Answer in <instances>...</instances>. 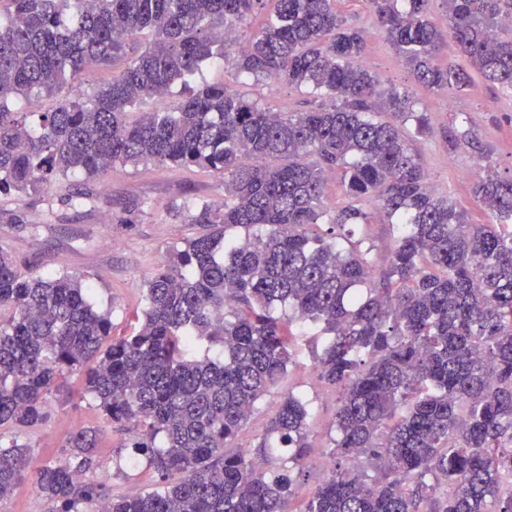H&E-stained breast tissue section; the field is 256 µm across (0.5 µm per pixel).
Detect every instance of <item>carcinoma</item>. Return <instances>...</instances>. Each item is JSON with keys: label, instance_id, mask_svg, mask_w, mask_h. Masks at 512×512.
<instances>
[{"label": "carcinoma", "instance_id": "obj_1", "mask_svg": "<svg viewBox=\"0 0 512 512\" xmlns=\"http://www.w3.org/2000/svg\"><path fill=\"white\" fill-rule=\"evenodd\" d=\"M267 2L0 0V196L63 189L118 162L224 175V204L188 210L210 231L144 281L128 335L112 337L80 279L24 274L0 251V427L42 424L49 396L79 374L115 427H137L133 448L158 487L114 498L85 478L99 438L81 428L68 461L38 470L47 512H288L310 448L306 404L287 393L255 447L227 445L288 375L301 323L324 337L314 368L339 392L329 456L352 462L329 470L303 512H512V176L488 163L474 186L495 224L470 223L430 188L408 134L430 133L428 118L409 91L380 88L339 0H275L230 56L224 31ZM364 2L417 86L463 91L476 72L512 90V37L497 35L512 0H440L446 34L429 19L434 0ZM447 38L466 63L433 62ZM117 60L110 80L44 112L8 106ZM219 60L238 83L285 81L321 101L273 112L226 83L191 85ZM176 82L185 93L169 102ZM148 99L155 108L141 109ZM335 167L348 204L332 212L323 176ZM363 201L397 228L377 280L346 233L368 223ZM321 222L325 234H310ZM203 340L216 357H193ZM29 448L0 439V501Z\"/></svg>", "mask_w": 512, "mask_h": 512}]
</instances>
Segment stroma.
Returning <instances> with one entry per match:
<instances>
[{
    "mask_svg": "<svg viewBox=\"0 0 512 512\" xmlns=\"http://www.w3.org/2000/svg\"><path fill=\"white\" fill-rule=\"evenodd\" d=\"M339 10L348 26L363 32V62L382 87L406 86L408 69L378 31L364 0H341ZM250 92L278 112H297L312 105L309 96L282 81L260 82ZM413 97L416 111L427 113L431 123L430 133L413 142L430 186L464 210L471 223H483V211L473 195L482 175L477 168L480 157L463 134L476 135L489 150L496 171L512 173V93L478 77L462 92L417 88ZM70 188L96 195V207L69 210L55 187L0 199V209L10 214L9 219L0 220V251L13 255L22 272L47 276L66 271L90 283L93 304L98 310L110 311L113 334L123 335L134 328L141 313L144 280L166 264L172 250L204 230L203 225L186 223L179 206L195 199L222 205L224 177L197 166L119 163L96 181L72 178ZM351 232L375 268H383L393 244L392 226L374 218L353 225ZM296 349L288 377L259 400L229 448L254 447L284 395L303 396L311 413L310 454L300 489L290 504L292 512H302L306 497L323 475L331 440L337 435L338 393L313 370V340L297 337ZM78 428L99 432V465L90 477L106 482L113 496L156 487L157 474L136 458L132 448L137 428H115L95 401L81 394L79 379L73 376L63 392L50 396L45 423L23 431L0 428V439L16 437L31 445L25 475L12 494L0 501V512H43L45 503L36 494L35 472L46 462L65 458V440Z\"/></svg>",
    "mask_w": 512,
    "mask_h": 512,
    "instance_id": "stroma-1",
    "label": "stroma"
}]
</instances>
